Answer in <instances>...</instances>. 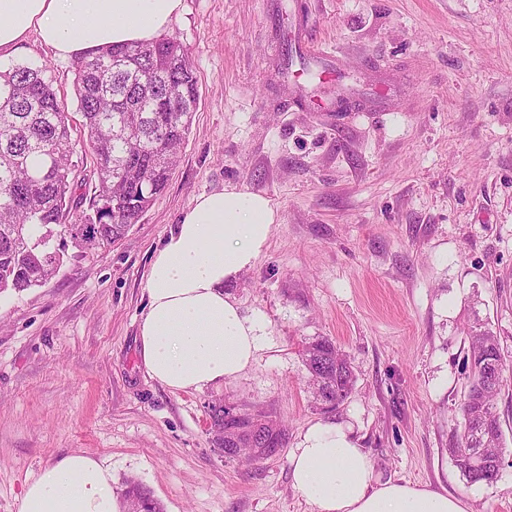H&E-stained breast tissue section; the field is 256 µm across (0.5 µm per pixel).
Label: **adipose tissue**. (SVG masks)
Here are the masks:
<instances>
[{"mask_svg":"<svg viewBox=\"0 0 512 512\" xmlns=\"http://www.w3.org/2000/svg\"><path fill=\"white\" fill-rule=\"evenodd\" d=\"M183 0H0V60L30 35L63 59L160 38ZM279 215L261 192L229 186L199 195L156 251L138 342L147 375L172 391H201L239 378L267 347L266 324L244 315L226 283L252 268ZM294 488L315 512H468L426 487L374 477L350 427L318 421L291 451ZM19 512H125L112 473L72 453L27 484Z\"/></svg>","mask_w":512,"mask_h":512,"instance_id":"adipose-tissue-1","label":"adipose tissue"}]
</instances>
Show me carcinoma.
Returning <instances> with one entry per match:
<instances>
[{
	"instance_id": "obj_1",
	"label": "carcinoma",
	"mask_w": 512,
	"mask_h": 512,
	"mask_svg": "<svg viewBox=\"0 0 512 512\" xmlns=\"http://www.w3.org/2000/svg\"><path fill=\"white\" fill-rule=\"evenodd\" d=\"M74 93L83 137H74L45 69L28 63L0 66V292L21 293L47 281L63 261L54 247L59 226L81 249L106 248L132 224L166 187L199 102L198 80L181 42L162 37L153 42L109 47L77 61ZM92 157L85 173L73 161ZM93 185L86 200L77 189ZM88 208H83V205ZM303 363L314 394L332 396L334 411L349 397L355 374L346 356L329 338L303 348ZM501 357L498 336L488 329L471 334L467 391L461 409L464 426L448 449L470 484L492 485L502 469V430L479 439L480 422L497 415L502 382L485 366ZM275 435L282 449L287 437L267 413H243ZM482 448L475 467L470 450Z\"/></svg>"
}]
</instances>
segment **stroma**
Returning <instances> with one entry per match:
<instances>
[{"instance_id": "stroma-1", "label": "stroma", "mask_w": 512, "mask_h": 512, "mask_svg": "<svg viewBox=\"0 0 512 512\" xmlns=\"http://www.w3.org/2000/svg\"><path fill=\"white\" fill-rule=\"evenodd\" d=\"M167 34L200 100L165 190L120 242L67 245L45 284L0 293V512L71 452L108 467L117 494L142 483L164 512H314L289 447L328 419L352 428L375 477L512 512V0H183ZM18 58L46 65L75 112L74 60L34 35ZM229 185L280 215L224 287L265 317L270 347L224 386L173 392L137 343L150 265L195 198ZM480 326L506 365L492 485L467 483L448 453ZM319 336L356 376L329 414L302 361ZM219 400L274 411L288 447L225 458L208 431Z\"/></svg>"}]
</instances>
